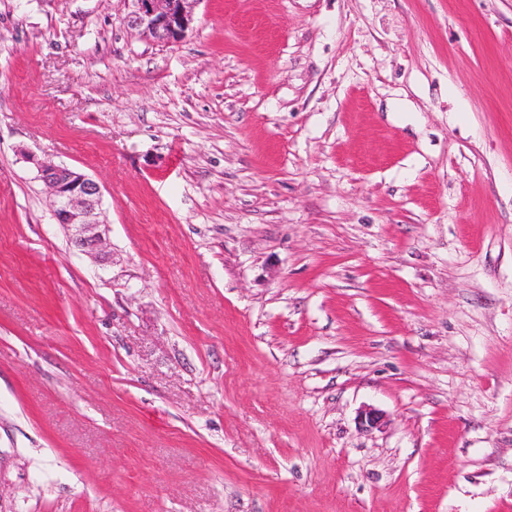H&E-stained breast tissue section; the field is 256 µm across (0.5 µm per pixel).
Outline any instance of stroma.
<instances>
[{
  "label": "stroma",
  "mask_w": 512,
  "mask_h": 512,
  "mask_svg": "<svg viewBox=\"0 0 512 512\" xmlns=\"http://www.w3.org/2000/svg\"><path fill=\"white\" fill-rule=\"evenodd\" d=\"M128 10L0 0V512H512V0ZM132 10L126 16L128 27L142 31L161 44H174L184 37L193 20L197 0H128ZM36 178L51 198V215L69 233L70 242L87 254H105L108 225L101 208V187L81 171L51 161H35Z\"/></svg>",
  "instance_id": "stroma-1"
}]
</instances>
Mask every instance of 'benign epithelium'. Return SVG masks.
Here are the masks:
<instances>
[{
  "mask_svg": "<svg viewBox=\"0 0 512 512\" xmlns=\"http://www.w3.org/2000/svg\"><path fill=\"white\" fill-rule=\"evenodd\" d=\"M128 27L161 44H174L184 37L193 20L197 0H129ZM37 179L51 198L55 223L69 233L70 242L87 254L106 253L107 220L101 208V187L81 171L51 161H35Z\"/></svg>",
  "mask_w": 512,
  "mask_h": 512,
  "instance_id": "1",
  "label": "benign epithelium"
}]
</instances>
